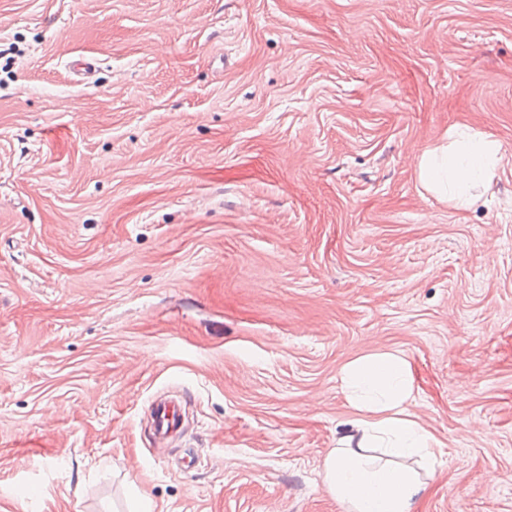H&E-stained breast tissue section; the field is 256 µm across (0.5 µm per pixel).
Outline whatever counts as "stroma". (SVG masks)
I'll return each instance as SVG.
<instances>
[{
	"label": "stroma",
	"instance_id": "obj_1",
	"mask_svg": "<svg viewBox=\"0 0 512 512\" xmlns=\"http://www.w3.org/2000/svg\"><path fill=\"white\" fill-rule=\"evenodd\" d=\"M452 127L504 154L461 209ZM372 351L418 512H512V0H0V512H347ZM459 135L460 140H452L441 152L434 149L422 153L418 171L429 190L464 205L466 191L490 180L503 156L501 146L480 132ZM341 381L355 417L323 461L326 490L350 512H415L435 472L438 442L412 410L409 361L394 352L367 353L344 366ZM400 461L419 464L426 477ZM181 413L174 401L160 400L153 408V423L156 435L167 438L177 433L181 427Z\"/></svg>",
	"mask_w": 512,
	"mask_h": 512
}]
</instances>
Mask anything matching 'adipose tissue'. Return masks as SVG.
Returning a JSON list of instances; mask_svg holds the SVG:
<instances>
[{"label":"adipose tissue","mask_w":512,"mask_h":512,"mask_svg":"<svg viewBox=\"0 0 512 512\" xmlns=\"http://www.w3.org/2000/svg\"><path fill=\"white\" fill-rule=\"evenodd\" d=\"M502 160L496 141L473 132L422 153L418 171L429 190L462 205L467 190L490 180ZM341 381L354 416L323 461L326 490L350 512H415L435 472L437 441L412 409L409 361L394 352L367 353L344 366Z\"/></svg>","instance_id":"adipose-tissue-1"}]
</instances>
